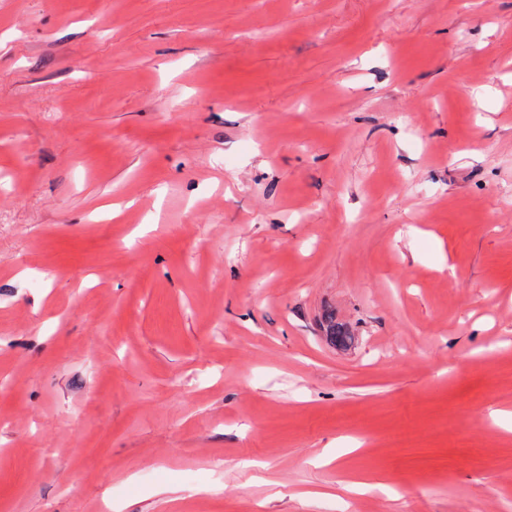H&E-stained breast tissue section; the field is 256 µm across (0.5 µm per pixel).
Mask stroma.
Returning <instances> with one entry per match:
<instances>
[{
    "instance_id": "35a3bbf8",
    "label": "stroma",
    "mask_w": 512,
    "mask_h": 512,
    "mask_svg": "<svg viewBox=\"0 0 512 512\" xmlns=\"http://www.w3.org/2000/svg\"><path fill=\"white\" fill-rule=\"evenodd\" d=\"M508 410L512 0H0V512H512ZM327 336L337 347L346 348L354 341V335L348 327L337 323L333 314L325 317Z\"/></svg>"
}]
</instances>
